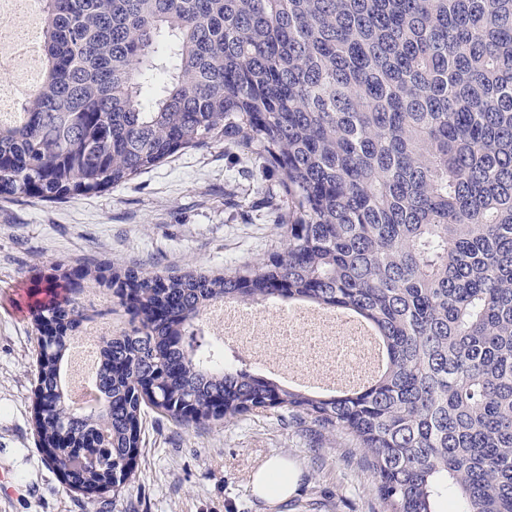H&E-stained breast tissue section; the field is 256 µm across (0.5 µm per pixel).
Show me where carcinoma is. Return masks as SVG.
Listing matches in <instances>:
<instances>
[{
  "instance_id": "obj_1",
  "label": "carcinoma",
  "mask_w": 512,
  "mask_h": 512,
  "mask_svg": "<svg viewBox=\"0 0 512 512\" xmlns=\"http://www.w3.org/2000/svg\"><path fill=\"white\" fill-rule=\"evenodd\" d=\"M43 68L0 123V198L61 203L229 139L282 174L280 251L230 275L86 267L139 325L100 350L101 410L64 384L88 319L39 345V441L90 495L145 409L221 424L282 409L361 448L383 512H512V0H42ZM300 301L370 323L381 373L336 394L224 361L217 303ZM150 378L151 390L141 388ZM189 402L193 412H181ZM107 447L96 444L100 433Z\"/></svg>"
}]
</instances>
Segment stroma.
Segmentation results:
<instances>
[{
	"instance_id": "35a3bbf8",
	"label": "stroma",
	"mask_w": 512,
	"mask_h": 512,
	"mask_svg": "<svg viewBox=\"0 0 512 512\" xmlns=\"http://www.w3.org/2000/svg\"><path fill=\"white\" fill-rule=\"evenodd\" d=\"M279 171L226 141L177 154L126 185L62 203L0 200V470L17 495L0 493V512H382L361 449L308 418L281 411L221 427L176 424L147 410L132 478L99 498L65 484L36 435L35 368L41 327L14 317L15 289L43 287L55 266L135 265L161 274L230 273L282 246ZM117 336L131 306L84 286ZM280 455L301 467L296 494L269 506L251 474Z\"/></svg>"
}]
</instances>
